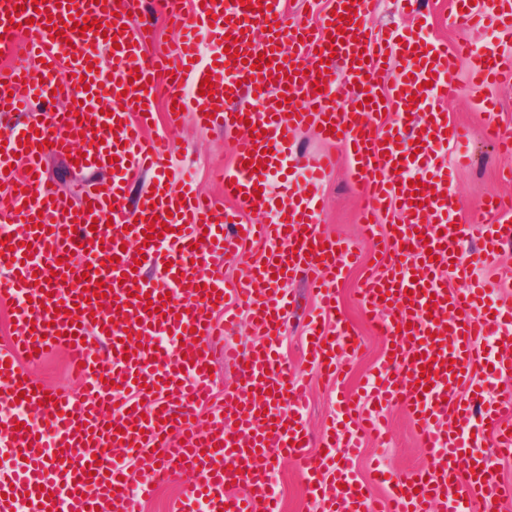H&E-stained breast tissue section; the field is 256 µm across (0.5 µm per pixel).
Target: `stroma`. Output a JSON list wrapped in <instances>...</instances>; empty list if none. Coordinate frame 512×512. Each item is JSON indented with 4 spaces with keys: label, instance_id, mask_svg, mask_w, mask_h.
<instances>
[{
    "label": "stroma",
    "instance_id": "1",
    "mask_svg": "<svg viewBox=\"0 0 512 512\" xmlns=\"http://www.w3.org/2000/svg\"><path fill=\"white\" fill-rule=\"evenodd\" d=\"M426 32L449 44L464 38L477 51H485L491 46L501 54L512 56V29L488 32L461 28L452 0H428ZM455 79L460 92L447 106L448 120L452 126L463 131L464 137L455 150L442 149L438 155L449 159L459 152L467 157L466 164L456 169L452 178L458 208L457 221L464 225L479 217V205L485 196L498 194L512 198V183L506 184L497 178L498 169L507 165L508 160L500 156L484 137L478 107L480 100L492 101L498 123L504 131L512 133V84L474 85L470 79V64L465 60L459 62ZM152 134L171 143L172 179L189 178L199 191L212 195L216 200H223L224 194L214 174L218 168L230 166L233 162V134L224 133L217 127L199 126L190 114L186 115L180 128L169 131L160 124ZM47 173L61 196L71 202L75 201L81 188L98 187L112 179L108 171L77 173L61 158L49 161ZM291 185L297 196L314 193L323 233L359 244L362 250L361 266L351 269L345 279L335 285L338 313L324 317L327 329L332 331L336 328L337 316H344L360 343L357 352L342 354V366L333 377H321L305 356L303 322L307 313L317 309L318 303L304 279H296L289 286L294 305L284 326L280 352L296 378L308 386L305 415L310 433L316 436L327 420L338 417L340 396L353 392L357 384L364 382L389 349L387 336L374 325L371 315L360 305L357 288L363 271L384 270L392 256L385 252L382 244H373L363 238L359 223L363 193L351 181L348 161H341L336 172L317 190H310L298 175L293 176ZM259 341V336L251 328L248 313L239 311L237 321L229 327L225 341L214 345V395L206 406L199 408V420H207L220 410L225 387L239 379L238 371L224 364L225 345H233L246 353ZM383 422L388 431L385 441L365 438L355 456L336 460L337 465L347 467L360 480L370 483L380 512H385L387 507L388 486L386 482H376V470H383L387 479H394L428 464L419 432L402 407L384 410ZM276 477L281 489L282 512H318L319 504L309 495L296 466L282 461L276 469Z\"/></svg>",
    "mask_w": 512,
    "mask_h": 512
}]
</instances>
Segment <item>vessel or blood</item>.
<instances>
[{"mask_svg":"<svg viewBox=\"0 0 512 512\" xmlns=\"http://www.w3.org/2000/svg\"><path fill=\"white\" fill-rule=\"evenodd\" d=\"M140 0H0V47L24 43L31 67L0 66V186L6 205L25 233L0 229V301L11 302V330L0 347V405H21L15 426L0 430V455L14 469L0 477V512H142V497L191 472L179 512H279L273 480L284 458L300 463L322 512H377L366 484L352 472L322 471L337 455H349L368 431L379 430L381 408L403 404L428 450L424 469L398 479L389 512H499L512 488L500 481L497 463L483 449L480 433L493 429L502 448L512 447V392L494 405L478 396L461 399L463 381L474 373L512 375V357L494 355L483 340L512 339L500 315L487 308L489 281L473 280L475 269L494 264L497 250L512 241V201L483 203L484 218L459 225L447 172L437 166L435 144H455L459 133L447 121L446 102L455 95L454 74L468 43L448 49L422 27L401 35L370 37L367 28L378 0H336L318 27L285 22L282 0H163L164 14L182 32L175 47L142 53L149 34L134 12ZM463 25L512 27V0H461ZM351 18H342L343 10ZM94 20L72 31L78 18ZM211 29L230 37L224 69L196 63L198 35ZM270 42L257 46L254 30ZM118 43L107 111L93 109L97 78L90 66L105 37ZM474 55V54H471ZM269 64L255 69L258 57ZM341 61L353 80L352 110L338 111L332 98L335 75L327 58ZM473 77L482 84L512 82V60L488 50L474 55ZM84 77L64 86L62 70ZM411 72L382 86L385 72ZM210 79L211 95L199 94ZM36 85L50 108L36 121L17 119L23 85ZM176 126L184 111L201 125L223 123L237 132L235 164L223 173L232 208L204 200L192 188L157 182L133 210L124 203L126 180L165 166L168 145L145 136L157 93ZM67 95L69 111L53 110L55 95ZM329 124L330 141L346 147L352 178L365 193V231L375 218L396 213L383 240L393 253L382 273H368L359 300L389 340L388 359L357 396L343 400V428L329 426L323 454L311 457L305 392L279 356L277 342L288 317V283L304 277L320 307L329 312L335 284L359 261L354 245L317 229L311 200L279 203L271 179L292 168L311 182L335 170V153H294L297 129ZM484 133L501 153H512V136L486 116ZM64 156L79 170L111 167L112 182L84 190L77 202L57 196L45 177L47 158ZM420 178L409 186L408 175ZM272 214L270 223L247 224L246 213ZM166 220L162 236L147 239L154 217ZM482 242L468 254L470 236ZM142 244L135 263L124 244ZM246 259L230 282L213 272L217 250ZM465 281L446 286L444 273ZM245 309L261 343L249 354L225 346L224 361L243 381L225 391L224 404L205 426L195 407L212 390L213 342L225 328L218 310ZM312 365L335 373L338 341L359 344L344 318L335 332L319 319L307 329ZM186 343L172 348L170 338ZM68 350L81 380L80 396L47 394L27 363ZM454 426H446L445 418ZM123 449L124 462L113 461ZM161 449L158 464L143 471L130 460ZM243 494H235V487Z\"/></svg>","mask_w":512,"mask_h":512,"instance_id":"1","label":"vessel or blood"}]
</instances>
